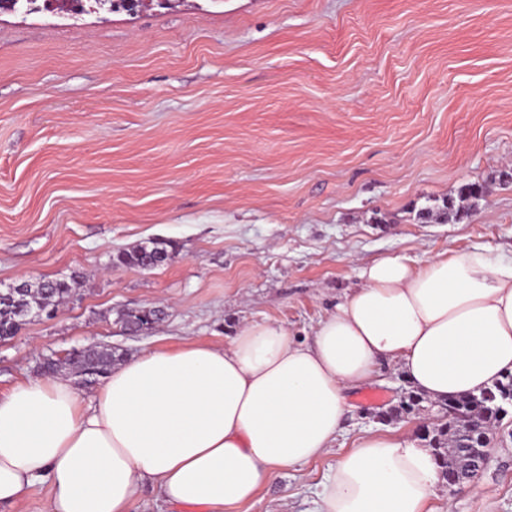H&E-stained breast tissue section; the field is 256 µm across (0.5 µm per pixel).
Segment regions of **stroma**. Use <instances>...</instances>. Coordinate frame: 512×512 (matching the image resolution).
<instances>
[{"label":"stroma","mask_w":512,"mask_h":512,"mask_svg":"<svg viewBox=\"0 0 512 512\" xmlns=\"http://www.w3.org/2000/svg\"><path fill=\"white\" fill-rule=\"evenodd\" d=\"M466 183L458 219L437 213ZM433 218H422L424 208ZM153 238L168 265L116 266ZM512 255V0H177L0 10V289L75 279L51 319L0 341V396L41 358L229 343L272 319L293 339L397 252ZM167 315L139 335L121 312ZM396 365L348 390L334 448L275 472L240 512H315L367 430L418 439ZM434 512H512V414L489 461Z\"/></svg>","instance_id":"obj_1"}]
</instances>
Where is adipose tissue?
Listing matches in <instances>:
<instances>
[{"label":"adipose tissue","instance_id":"obj_1","mask_svg":"<svg viewBox=\"0 0 512 512\" xmlns=\"http://www.w3.org/2000/svg\"><path fill=\"white\" fill-rule=\"evenodd\" d=\"M359 278L308 343L250 322L224 347L143 351L89 401L69 378L15 387L0 397V505L44 483V512H134L149 485L180 512H237L273 472L333 447L348 389L382 362L435 400L512 373V256L393 253ZM438 470L403 435L365 432L320 482L317 512H430Z\"/></svg>","mask_w":512,"mask_h":512}]
</instances>
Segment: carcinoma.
Returning a JSON list of instances; mask_svg holds the SVG:
<instances>
[{
    "instance_id": "cac0c4a2",
    "label": "carcinoma",
    "mask_w": 512,
    "mask_h": 512,
    "mask_svg": "<svg viewBox=\"0 0 512 512\" xmlns=\"http://www.w3.org/2000/svg\"><path fill=\"white\" fill-rule=\"evenodd\" d=\"M177 252L178 246L172 241L152 240L131 251L118 253L112 258V262L147 270L155 269L172 261ZM71 293L72 288L67 281L55 279L30 285L17 302L0 301V341L15 336L20 327L31 318L33 312L53 307L68 298ZM162 315L163 311L157 307H144L122 312L120 323L126 332L131 329L142 331L160 321ZM120 359L121 355L115 353L112 347L92 345L73 350L61 363L54 359L46 360L42 365L41 373L52 376L65 365L75 373L88 374L98 379L107 376L112 365ZM506 395L512 397V374L506 375L493 387L485 389V399L481 403L475 402L467 393L448 399L442 403V408L462 424L480 422L482 427L488 430L501 421V416L495 411V405ZM453 437L455 434L448 433L441 425L432 430L430 446L435 448L440 456L439 467L443 471L448 469L447 449Z\"/></svg>"
}]
</instances>
